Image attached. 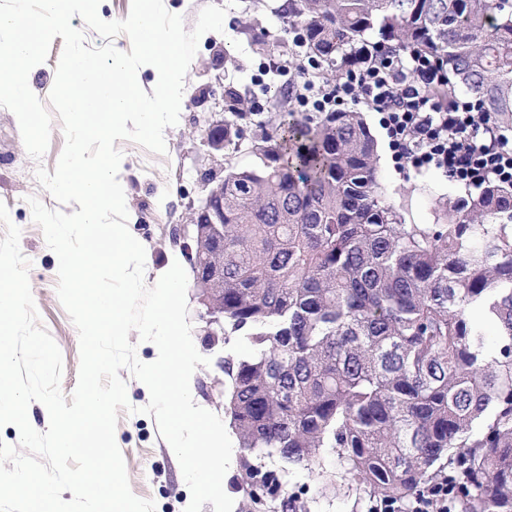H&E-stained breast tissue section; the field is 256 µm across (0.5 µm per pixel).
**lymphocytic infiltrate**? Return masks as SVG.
Masks as SVG:
<instances>
[{
	"instance_id": "obj_1",
	"label": "lymphocytic infiltrate",
	"mask_w": 512,
	"mask_h": 512,
	"mask_svg": "<svg viewBox=\"0 0 512 512\" xmlns=\"http://www.w3.org/2000/svg\"><path fill=\"white\" fill-rule=\"evenodd\" d=\"M356 62L339 82L304 90L299 102L313 101L319 112L370 102L382 114L396 160L440 169L467 187L512 182V148L494 116L475 100L458 96L445 106L432 96L447 81L436 60L403 51L377 64L361 52Z\"/></svg>"
}]
</instances>
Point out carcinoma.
I'll use <instances>...</instances> for the list:
<instances>
[{
    "instance_id": "carcinoma-1",
    "label": "carcinoma",
    "mask_w": 512,
    "mask_h": 512,
    "mask_svg": "<svg viewBox=\"0 0 512 512\" xmlns=\"http://www.w3.org/2000/svg\"><path fill=\"white\" fill-rule=\"evenodd\" d=\"M318 79L355 51L437 58L447 83L512 130V0H288ZM247 101L232 86L224 109ZM249 168L224 170V247L196 225L191 260L250 350L224 361L240 448L286 465L337 455L373 498L448 477L460 512H512V184L461 198L453 224H405L384 199L361 112L288 108ZM498 348L485 345L484 324Z\"/></svg>"
}]
</instances>
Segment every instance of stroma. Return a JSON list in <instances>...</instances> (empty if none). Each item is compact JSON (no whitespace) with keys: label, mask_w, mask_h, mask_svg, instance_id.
Wrapping results in <instances>:
<instances>
[{"label":"stroma","mask_w":512,"mask_h":512,"mask_svg":"<svg viewBox=\"0 0 512 512\" xmlns=\"http://www.w3.org/2000/svg\"><path fill=\"white\" fill-rule=\"evenodd\" d=\"M284 0H164L167 10L183 18L185 29H193L200 11L209 4L225 8L222 32L204 34L186 76V92L176 125L167 127L166 153L150 152L130 140L116 141L129 161L127 178V224L131 235L146 252L145 280H152L179 250V235L190 229L194 219L189 203H201L205 190L202 175L219 169L222 163L238 168L254 165L247 149L218 155L204 144L203 120L218 111L223 85H233L250 101H262L265 111H273L287 86H301L293 66L301 53L279 12ZM361 110L378 144V169L387 202L408 224H444L457 199L467 188L440 170H416L398 164L393 156L381 115L374 107ZM65 136L60 120H52L48 147L41 159L32 158L23 141L15 114L0 107V202L13 224L21 230L20 249L30 260L29 283L42 325L61 351V389L71 395L80 369L79 337L76 326L57 294L58 276L54 253L48 247L42 228L33 220L27 197H37L47 208L58 209L56 199L40 183L31 181L37 167L54 170L64 149ZM191 336L198 353L209 358L197 366L190 379L194 403L215 414L224 412V384L227 376L215 365L218 354L241 359L247 346L236 337L205 346L204 307L195 288H187ZM120 376L127 384V397L136 414L119 411L115 440L123 456L132 493L155 503V512H184L191 500L179 461L161 436L156 420L141 414L150 391L128 371ZM263 470L279 474V493L300 506L301 512H373L375 499L346 474L337 456L325 454L320 469L304 465L281 470L277 457L258 461Z\"/></svg>","instance_id":"stroma-1"}]
</instances>
